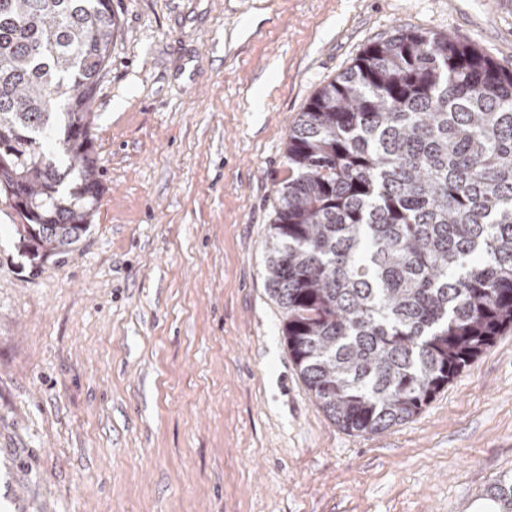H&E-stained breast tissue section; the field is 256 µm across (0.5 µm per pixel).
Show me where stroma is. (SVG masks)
I'll return each mask as SVG.
<instances>
[{
  "label": "stroma",
  "mask_w": 512,
  "mask_h": 512,
  "mask_svg": "<svg viewBox=\"0 0 512 512\" xmlns=\"http://www.w3.org/2000/svg\"><path fill=\"white\" fill-rule=\"evenodd\" d=\"M102 183L31 269L0 196V512H503L512 330L420 413L334 424L264 277L290 128L399 27L512 66V0H112Z\"/></svg>",
  "instance_id": "obj_1"
}]
</instances>
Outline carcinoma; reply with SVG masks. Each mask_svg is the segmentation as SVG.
Wrapping results in <instances>:
<instances>
[{
	"instance_id": "cac0c4a2",
	"label": "carcinoma",
	"mask_w": 512,
	"mask_h": 512,
	"mask_svg": "<svg viewBox=\"0 0 512 512\" xmlns=\"http://www.w3.org/2000/svg\"><path fill=\"white\" fill-rule=\"evenodd\" d=\"M117 31L112 0H0V195L35 267L92 223ZM286 158L265 281L288 355L334 423L381 432L512 328V68L398 29L315 93Z\"/></svg>"
}]
</instances>
